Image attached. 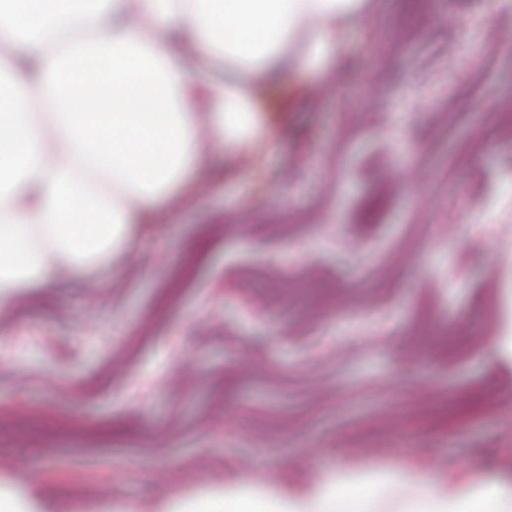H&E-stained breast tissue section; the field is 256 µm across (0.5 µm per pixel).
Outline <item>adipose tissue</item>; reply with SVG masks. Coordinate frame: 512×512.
I'll list each match as a JSON object with an SVG mask.
<instances>
[{"instance_id": "ef3b65f1", "label": "adipose tissue", "mask_w": 512, "mask_h": 512, "mask_svg": "<svg viewBox=\"0 0 512 512\" xmlns=\"http://www.w3.org/2000/svg\"><path fill=\"white\" fill-rule=\"evenodd\" d=\"M349 0H0V307L104 253L194 176L197 137L274 147L259 90L322 53ZM206 113H199V105ZM272 494L252 480L184 512H512V475L414 463Z\"/></svg>"}]
</instances>
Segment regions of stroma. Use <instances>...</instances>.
Returning <instances> with one entry per match:
<instances>
[{"mask_svg": "<svg viewBox=\"0 0 512 512\" xmlns=\"http://www.w3.org/2000/svg\"><path fill=\"white\" fill-rule=\"evenodd\" d=\"M279 146L0 308V490L166 512L312 459L512 473V0H354Z\"/></svg>", "mask_w": 512, "mask_h": 512, "instance_id": "stroma-1", "label": "stroma"}]
</instances>
